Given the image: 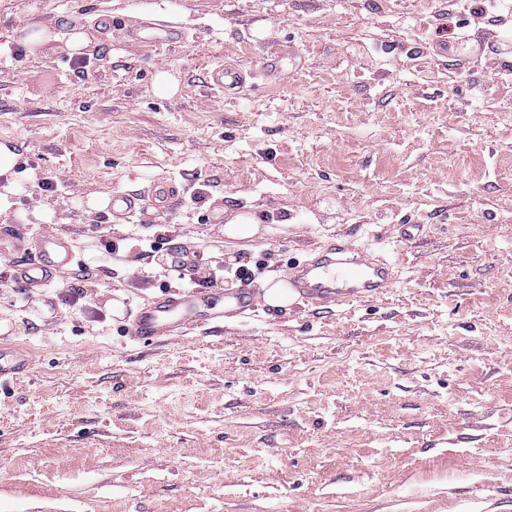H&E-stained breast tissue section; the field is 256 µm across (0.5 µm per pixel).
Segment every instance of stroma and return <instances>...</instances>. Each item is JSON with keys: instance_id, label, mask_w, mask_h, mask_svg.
Returning a JSON list of instances; mask_svg holds the SVG:
<instances>
[{"instance_id": "35a3bbf8", "label": "stroma", "mask_w": 512, "mask_h": 512, "mask_svg": "<svg viewBox=\"0 0 512 512\" xmlns=\"http://www.w3.org/2000/svg\"><path fill=\"white\" fill-rule=\"evenodd\" d=\"M483 5L0 0V33L59 36L0 53L20 186L0 207V336L34 354L0 400V512H512V5ZM104 13L185 38L149 51ZM273 51L280 72H257ZM220 62L250 71L237 95L208 87ZM161 70L175 95L155 93ZM160 187V212L100 206ZM219 202L259 234L226 237ZM44 232L83 243V300L14 287L18 245ZM339 235L397 281L329 314L298 299L155 344L123 334L187 287L170 244L201 249L214 292L245 268L257 293ZM8 37L10 41L5 45L17 43L23 46L28 54L43 51L50 43L58 40L57 34L45 27L37 29L20 28L14 30L13 34Z\"/></svg>"}]
</instances>
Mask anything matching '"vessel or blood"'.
Returning <instances> with one entry per match:
<instances>
[{"instance_id":"b4317fda","label":"vessel or blood","mask_w":512,"mask_h":512,"mask_svg":"<svg viewBox=\"0 0 512 512\" xmlns=\"http://www.w3.org/2000/svg\"><path fill=\"white\" fill-rule=\"evenodd\" d=\"M129 34L147 47L180 42L183 33L175 23L161 21L148 28H133ZM242 70L229 64H220L210 74L213 90L233 95L243 87ZM172 191L159 190L153 196L116 194L112 207L125 215L147 214L158 201L171 199ZM170 271L180 277L194 274L201 265L203 254L197 247L171 245L167 251ZM78 257L68 236H43L30 258L14 267L12 281L15 287L53 288L76 265ZM397 277L394 262L372 252L354 247L347 239H336L314 251L311 256L292 267L288 274L289 288L307 299L320 310L381 292ZM253 307L251 289L233 294L218 295L204 287L175 296H162L139 308L126 327V334L135 341H162L183 335L213 319L230 312L236 315ZM33 361L30 355L16 346L0 345V395L10 394L15 384L30 373Z\"/></svg>"}]
</instances>
